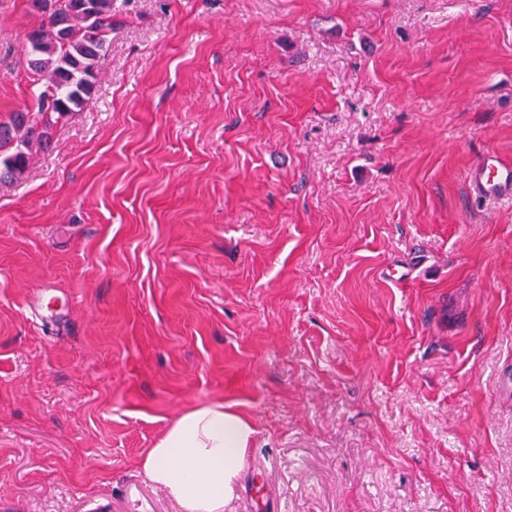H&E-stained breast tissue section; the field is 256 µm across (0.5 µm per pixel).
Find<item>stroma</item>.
<instances>
[{"mask_svg": "<svg viewBox=\"0 0 512 512\" xmlns=\"http://www.w3.org/2000/svg\"><path fill=\"white\" fill-rule=\"evenodd\" d=\"M96 89L0 184V512H183L188 408L255 429L224 512H512V0H115ZM0 0V119L32 106ZM471 186L472 194L480 198H511L512 168L487 153L472 172Z\"/></svg>", "mask_w": 512, "mask_h": 512, "instance_id": "obj_1", "label": "stroma"}]
</instances>
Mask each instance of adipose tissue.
Returning a JSON list of instances; mask_svg holds the SVG:
<instances>
[{
	"label": "adipose tissue",
	"instance_id": "adipose-tissue-1",
	"mask_svg": "<svg viewBox=\"0 0 512 512\" xmlns=\"http://www.w3.org/2000/svg\"><path fill=\"white\" fill-rule=\"evenodd\" d=\"M254 436L250 420L214 401L182 413L141 461L183 512H223Z\"/></svg>",
	"mask_w": 512,
	"mask_h": 512
}]
</instances>
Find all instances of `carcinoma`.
<instances>
[{"mask_svg":"<svg viewBox=\"0 0 512 512\" xmlns=\"http://www.w3.org/2000/svg\"><path fill=\"white\" fill-rule=\"evenodd\" d=\"M114 0H31L40 13L27 35V68L38 86L34 109L0 122V182L19 179L32 150L48 144L53 118L81 109L94 91L112 31Z\"/></svg>","mask_w":512,"mask_h":512,"instance_id":"carcinoma-1","label":"carcinoma"}]
</instances>
